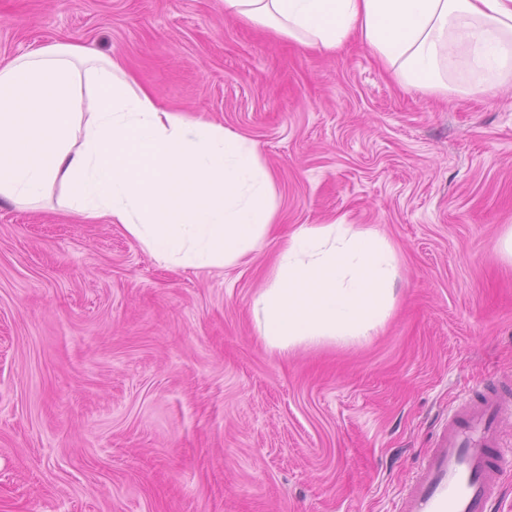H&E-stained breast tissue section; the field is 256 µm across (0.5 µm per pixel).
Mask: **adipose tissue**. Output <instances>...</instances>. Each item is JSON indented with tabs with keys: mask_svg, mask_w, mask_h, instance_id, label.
<instances>
[{
	"mask_svg": "<svg viewBox=\"0 0 512 512\" xmlns=\"http://www.w3.org/2000/svg\"><path fill=\"white\" fill-rule=\"evenodd\" d=\"M225 15L301 46H370L402 87L512 86V0H223ZM0 199L118 224L166 268L240 264L270 232L276 180L257 142L160 107L117 56L68 41L0 65ZM398 258L374 228L301 224L251 303L270 349L365 343L397 301Z\"/></svg>",
	"mask_w": 512,
	"mask_h": 512,
	"instance_id": "1",
	"label": "adipose tissue"
}]
</instances>
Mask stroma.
Returning <instances> with one entry per match:
<instances>
[{
	"label": "stroma",
	"instance_id": "1",
	"mask_svg": "<svg viewBox=\"0 0 512 512\" xmlns=\"http://www.w3.org/2000/svg\"><path fill=\"white\" fill-rule=\"evenodd\" d=\"M58 40L256 140L280 205L240 264L167 269L120 225L0 202V512H394L449 410L512 389V89L404 90L366 44L304 49L222 0H0V63ZM339 217L394 245L393 314L265 347L272 261Z\"/></svg>",
	"mask_w": 512,
	"mask_h": 512
}]
</instances>
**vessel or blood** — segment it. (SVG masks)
Wrapping results in <instances>:
<instances>
[{
  "label": "vessel or blood",
  "instance_id": "obj_1",
  "mask_svg": "<svg viewBox=\"0 0 512 512\" xmlns=\"http://www.w3.org/2000/svg\"><path fill=\"white\" fill-rule=\"evenodd\" d=\"M506 415L490 384L473 388L449 414L398 512H494L502 475L512 468V448L503 445Z\"/></svg>",
  "mask_w": 512,
  "mask_h": 512
}]
</instances>
